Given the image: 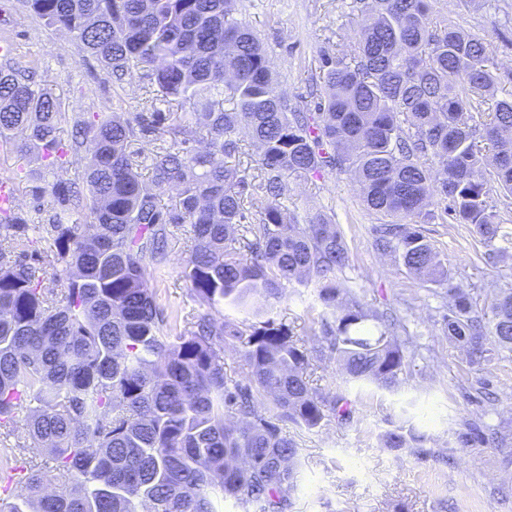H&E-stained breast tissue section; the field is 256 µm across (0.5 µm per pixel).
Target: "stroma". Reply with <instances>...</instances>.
I'll list each match as a JSON object with an SVG mask.
<instances>
[{"label":"stroma","mask_w":512,"mask_h":512,"mask_svg":"<svg viewBox=\"0 0 512 512\" xmlns=\"http://www.w3.org/2000/svg\"><path fill=\"white\" fill-rule=\"evenodd\" d=\"M243 4L236 18L262 42L280 90L300 111H313L311 62L320 51L357 40V0ZM436 8L465 31L488 36L501 73L512 71V16L469 9L463 0H438ZM1 39L12 44L16 66L37 67L39 86L59 96L67 112L109 111L130 118L162 106V95L146 70H136L123 89L113 90L100 63L71 34L44 25L22 0H0ZM21 166L29 177H17ZM43 172L40 155L20 163L12 148L0 143V176L12 177L17 208L34 224L46 223L53 205L48 199L44 211L33 209L32 189ZM282 204L297 219L322 212L340 225L351 259L343 279L365 307L395 309L402 319L400 335L419 349L394 392L346 383L334 359L313 361L308 371L313 386L345 395L353 420L341 424L329 416L312 430L284 423L302 463L292 512H512V445L463 448L456 442L458 433L474 422L512 434V353L494 351L473 364L449 340L441 322L444 287L417 280L393 256L375 250L371 229L378 219L364 206L350 174L289 177ZM502 231L509 253L489 264L488 246L468 225L428 227L433 247L481 307L512 283V213H503ZM189 249L187 229L179 227L168 239L166 264L152 281L159 303L181 317L199 309L189 283L180 276ZM320 312L311 286L288 285L273 305L275 317L302 338ZM399 425L421 436L423 454L382 446V434Z\"/></svg>","instance_id":"35a3bbf8"}]
</instances>
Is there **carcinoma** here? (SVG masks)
I'll use <instances>...</instances> for the list:
<instances>
[{
    "instance_id": "cac0c4a2",
    "label": "carcinoma",
    "mask_w": 512,
    "mask_h": 512,
    "mask_svg": "<svg viewBox=\"0 0 512 512\" xmlns=\"http://www.w3.org/2000/svg\"><path fill=\"white\" fill-rule=\"evenodd\" d=\"M25 2L116 87L148 69L194 125L158 110L69 118L34 71L0 65V142L21 157L42 151L51 169L89 154L86 187L58 179L33 191L53 198L45 235L0 211V436L13 439L0 472L26 468L0 512H218L221 500L287 512L302 463L281 423L311 430L329 413L352 415L343 395L309 383V349L272 315L270 300L293 282L314 284L322 314L312 335L345 380L398 390L409 366L398 318L364 309L337 277L350 254L336 225L319 212L296 224L278 204L290 175L354 174L383 220L374 247L448 285L444 326L469 362L491 345L512 352V287L477 308L421 229L444 202L492 247L499 207L512 209V93L495 94L492 43L437 12V0H360L357 42L319 55L313 113L277 90L260 41L231 18L238 0ZM165 135L179 146L147 157L146 180L129 147ZM245 137L259 149L258 182L229 162ZM83 209L92 223L67 222ZM178 224L191 240L181 276L204 307L181 327L150 288ZM222 304L251 322L217 320ZM228 339L247 368L238 381L224 374ZM491 441L498 433L479 425L458 435L463 448ZM382 445L424 453L401 426ZM28 448L49 449L53 465Z\"/></svg>"
}]
</instances>
